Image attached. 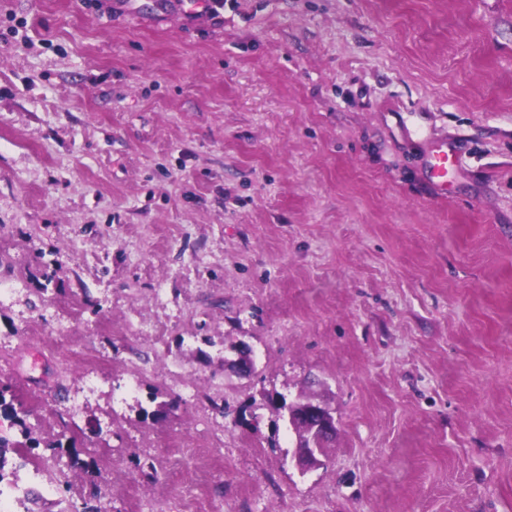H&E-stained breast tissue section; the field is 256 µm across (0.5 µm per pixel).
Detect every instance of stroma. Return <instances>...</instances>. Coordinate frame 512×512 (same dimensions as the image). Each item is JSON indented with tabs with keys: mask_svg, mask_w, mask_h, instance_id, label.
I'll return each instance as SVG.
<instances>
[{
	"mask_svg": "<svg viewBox=\"0 0 512 512\" xmlns=\"http://www.w3.org/2000/svg\"><path fill=\"white\" fill-rule=\"evenodd\" d=\"M0 283L35 512H512V0H0ZM457 155V146L448 140H437L430 148L429 173L436 184L444 190L448 185V173L456 169ZM287 411L286 421L292 427L297 418H305L311 423V434L307 442H296L294 459L299 470L304 473L321 464L324 456L321 444H329L336 434V420L330 409L322 402L319 406L309 407L301 411L291 406H284Z\"/></svg>",
	"mask_w": 512,
	"mask_h": 512,
	"instance_id": "1",
	"label": "stroma"
}]
</instances>
